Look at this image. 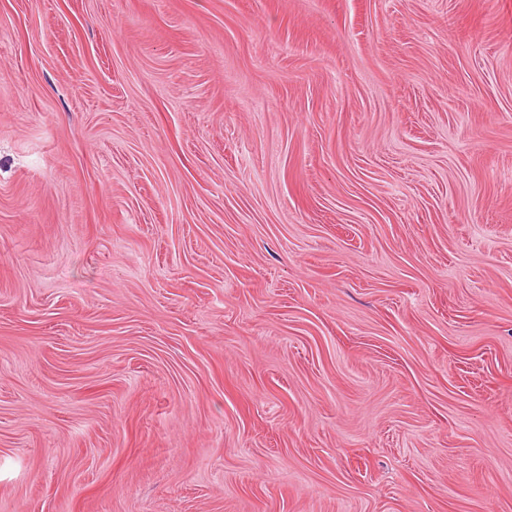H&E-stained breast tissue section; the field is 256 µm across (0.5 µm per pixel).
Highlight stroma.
I'll return each mask as SVG.
<instances>
[{"instance_id":"obj_1","label":"stroma","mask_w":512,"mask_h":512,"mask_svg":"<svg viewBox=\"0 0 512 512\" xmlns=\"http://www.w3.org/2000/svg\"><path fill=\"white\" fill-rule=\"evenodd\" d=\"M0 512H512V0H0Z\"/></svg>"}]
</instances>
